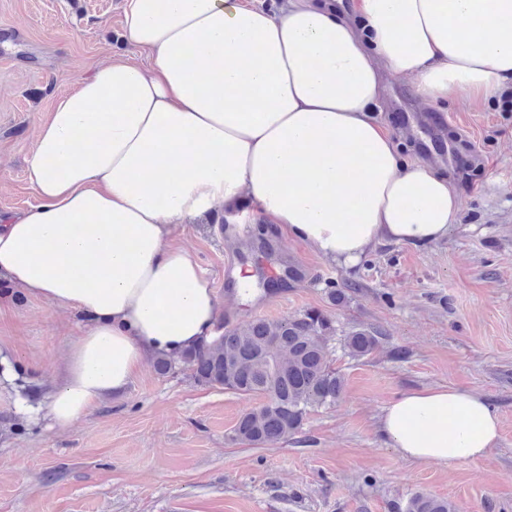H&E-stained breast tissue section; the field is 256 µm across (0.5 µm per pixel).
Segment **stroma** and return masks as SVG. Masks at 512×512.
<instances>
[{
    "instance_id": "obj_1",
    "label": "stroma",
    "mask_w": 512,
    "mask_h": 512,
    "mask_svg": "<svg viewBox=\"0 0 512 512\" xmlns=\"http://www.w3.org/2000/svg\"><path fill=\"white\" fill-rule=\"evenodd\" d=\"M125 0H0V213L35 204L27 158L33 125L56 97L112 57L136 51L123 34ZM439 110L449 139L472 153L470 169L445 164L460 201L447 239L382 243L346 269L283 233L288 253L270 263L255 247L261 216L236 232L215 210L177 225L210 279L221 319L238 325L281 319L306 308L330 316V342L344 393L307 416L297 441L267 447L234 443L233 428L253 398L196 383L188 372L160 376L153 364L127 390L107 396L70 427L49 420L16 430L17 415L0 406V512H397L415 492L452 501L456 512H512V112L504 95ZM424 106L411 83L386 75L378 116L419 159L413 133L395 127L391 107ZM251 269L253 300L229 298L224 266ZM303 279L289 280L288 267ZM346 282L344 301L329 297ZM12 307L0 319V351L33 365L22 393L42 400L56 384L66 337L81 322L73 310L15 292L0 277ZM385 336L365 359L345 354L353 326ZM471 389L501 417V441L476 464H419L402 459L376 430L381 408L396 395L429 386Z\"/></svg>"
}]
</instances>
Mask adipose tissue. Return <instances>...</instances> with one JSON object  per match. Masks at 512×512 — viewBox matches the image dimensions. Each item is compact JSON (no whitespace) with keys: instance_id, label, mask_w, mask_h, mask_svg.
Wrapping results in <instances>:
<instances>
[{"instance_id":"ef3b65f1","label":"adipose tissue","mask_w":512,"mask_h":512,"mask_svg":"<svg viewBox=\"0 0 512 512\" xmlns=\"http://www.w3.org/2000/svg\"><path fill=\"white\" fill-rule=\"evenodd\" d=\"M145 63L111 59L60 94L27 160L37 202L0 215V275L87 317L47 407L0 359V396L65 428L151 359L210 340L220 304L175 225L249 206L344 267L379 242L447 238L448 176L402 156L374 115L383 75L440 108L512 83V0H125ZM377 431L413 462L476 463L501 436L481 395L433 386L386 403Z\"/></svg>"}]
</instances>
